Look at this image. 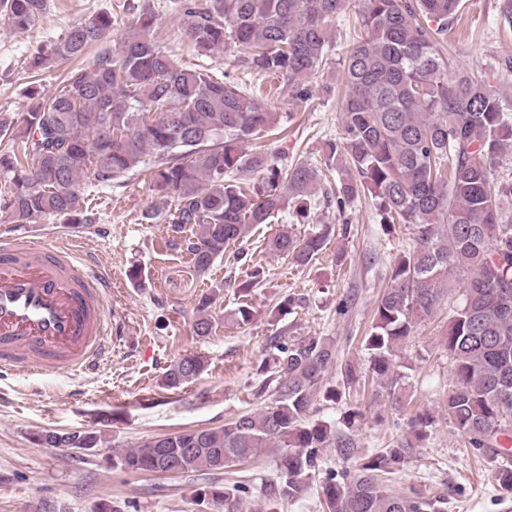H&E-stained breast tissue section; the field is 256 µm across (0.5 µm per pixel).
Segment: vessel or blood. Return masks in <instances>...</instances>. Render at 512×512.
Returning <instances> with one entry per match:
<instances>
[{
	"mask_svg": "<svg viewBox=\"0 0 512 512\" xmlns=\"http://www.w3.org/2000/svg\"><path fill=\"white\" fill-rule=\"evenodd\" d=\"M111 281L81 250L23 234L0 236V368L94 370L112 347Z\"/></svg>",
	"mask_w": 512,
	"mask_h": 512,
	"instance_id": "vessel-or-blood-1",
	"label": "vessel or blood"
}]
</instances>
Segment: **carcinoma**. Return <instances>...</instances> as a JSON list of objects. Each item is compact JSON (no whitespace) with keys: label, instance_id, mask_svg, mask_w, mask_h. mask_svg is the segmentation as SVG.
Here are the masks:
<instances>
[{"label":"carcinoma","instance_id":"cac0c4a2","mask_svg":"<svg viewBox=\"0 0 512 512\" xmlns=\"http://www.w3.org/2000/svg\"><path fill=\"white\" fill-rule=\"evenodd\" d=\"M350 0H170L182 35L206 56L233 44L240 66L281 79L292 98L313 96L328 60L336 20ZM461 0H362L360 34L339 68L345 92L338 103V137L322 151L336 172L324 196L340 212L358 199L370 201L380 228L411 231L412 244L395 258L389 284L361 338L374 383L390 406H404L400 367L403 346L431 317L445 296L461 292L452 308L443 346L452 361L442 407L469 445L491 457L512 433V180L494 178L499 155L512 146V109L490 86L452 61L445 46L448 26ZM46 0H0V18L16 31L33 27ZM100 12L69 28L64 38L38 51L29 70L81 57L112 29ZM156 15L142 10L118 49L97 52L90 67H73L51 94L32 86L21 119L0 113V134L21 152L0 155L7 190L0 218L14 224L82 217V179L107 185L146 164L151 183L174 208L142 212L149 224H171V246L187 253L205 273L260 224L289 209L307 218L323 176L305 160L283 164L267 149L246 150L255 137L277 135L282 113L241 89L229 74L218 79L179 65L151 38ZM256 182L243 186L238 176ZM197 231L183 236L185 225ZM326 235L300 239L280 232L266 249L308 264ZM212 296L201 299L193 332L215 330ZM270 359L257 368L272 388L265 406L217 428L190 429L152 438L117 456L130 474L208 471L220 474L229 461L260 452L277 458L276 474L261 487L266 512L299 498L320 466V451L357 456L354 439L322 421L310 420L318 397L342 392L327 385L336 366L334 341L324 336L270 339ZM207 368L199 354L169 366L162 385L177 389ZM435 417L418 410L407 435L358 461L354 473L322 484L325 512H447L448 498L413 491L392 492L383 476L400 469L415 443L427 438ZM101 435L69 433L66 447L92 450ZM496 481L512 494V465L497 467ZM242 486L211 481L196 491L201 502L229 505Z\"/></svg>","mask_w":512,"mask_h":512}]
</instances>
